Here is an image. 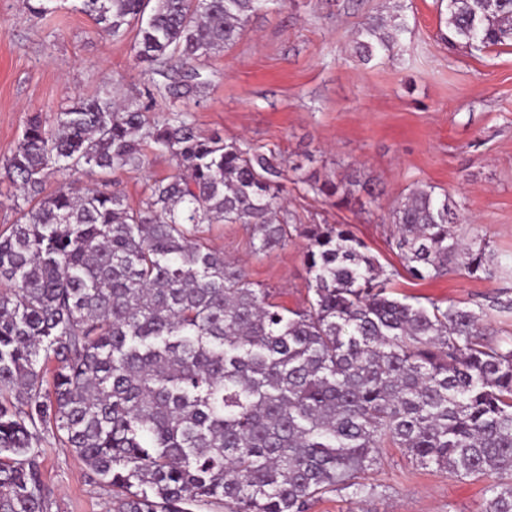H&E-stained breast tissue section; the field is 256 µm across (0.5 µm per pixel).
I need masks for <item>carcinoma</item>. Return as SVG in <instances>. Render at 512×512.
<instances>
[{
	"mask_svg": "<svg viewBox=\"0 0 512 512\" xmlns=\"http://www.w3.org/2000/svg\"><path fill=\"white\" fill-rule=\"evenodd\" d=\"M98 32H135L137 61L175 98H198L195 64L232 48L251 19L283 0H79ZM452 44L512 43V0H446ZM402 15L357 30L365 62L394 51ZM139 96L102 91L35 115L6 160L24 205L0 230V512H47L37 426L109 488L115 512H308L328 492L374 493L365 475L389 443L411 460L486 478L484 512H512V346L486 339L479 314L388 290L390 275L341 224L290 227L286 176L246 140L205 136L187 118L151 119ZM179 173L131 207L116 174L145 147ZM85 171L93 189L52 177ZM296 181L343 205L358 180ZM461 204L417 185L387 212L392 248L413 279L462 270L489 280L486 239L459 237ZM241 224L258 254L307 239L312 297L290 311L206 242Z\"/></svg>",
	"mask_w": 512,
	"mask_h": 512,
	"instance_id": "1",
	"label": "carcinoma"
}]
</instances>
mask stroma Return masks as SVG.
Returning a JSON list of instances; mask_svg holds the SVG:
<instances>
[{
	"label": "stroma",
	"mask_w": 512,
	"mask_h": 512,
	"mask_svg": "<svg viewBox=\"0 0 512 512\" xmlns=\"http://www.w3.org/2000/svg\"><path fill=\"white\" fill-rule=\"evenodd\" d=\"M397 11L408 23L394 56L359 61L352 39L368 17ZM437 0H287L253 18L230 50L200 67L208 87L199 100H173L166 78L139 64L131 37L98 34L78 0L55 12L31 13L26 0H0V165L11 156L27 120L53 123L66 105L110 89L152 90V117L184 113L206 134L244 138L301 167L288 187L294 224H344L375 255L391 287L410 302L454 303L483 314L492 341L512 343V271L475 280L456 271L433 280L404 272L381 218L415 185L427 183L463 205L457 235L485 238L512 267V46L482 51L439 39ZM176 171L168 157L148 154L143 168L117 174L115 190L140 205L154 180ZM353 178L364 191L346 207L314 193L310 182ZM209 244L239 260L248 280L275 302L304 307L308 299L305 241L254 253L240 224H215ZM47 512H114L112 494L92 483L81 461L51 429L38 428ZM374 495L350 502L329 493L309 512H483L488 479H460L423 467L399 449H384L369 476Z\"/></svg>",
	"instance_id": "1"
}]
</instances>
